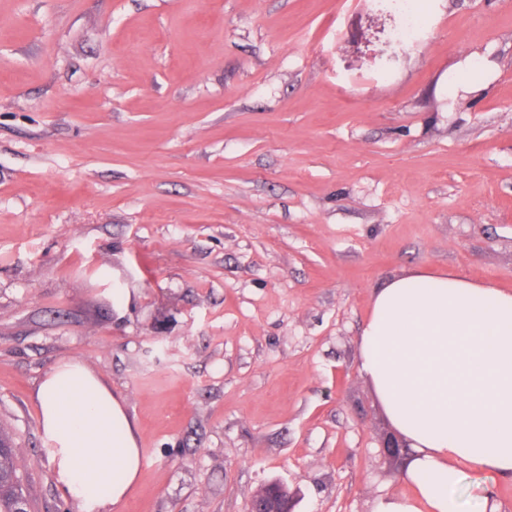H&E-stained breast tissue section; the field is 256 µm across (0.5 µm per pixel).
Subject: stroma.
<instances>
[{
    "mask_svg": "<svg viewBox=\"0 0 512 512\" xmlns=\"http://www.w3.org/2000/svg\"><path fill=\"white\" fill-rule=\"evenodd\" d=\"M417 268L512 290V0H0V428L32 512H77L36 401L62 361L149 455L103 512L411 495L359 335ZM266 486H271L270 492L265 494L262 487L251 501L250 512H294L292 505L294 506L295 497L288 487L279 482ZM256 502L260 506L253 508ZM283 504L286 505L282 506Z\"/></svg>",
    "mask_w": 512,
    "mask_h": 512,
    "instance_id": "stroma-1",
    "label": "stroma"
}]
</instances>
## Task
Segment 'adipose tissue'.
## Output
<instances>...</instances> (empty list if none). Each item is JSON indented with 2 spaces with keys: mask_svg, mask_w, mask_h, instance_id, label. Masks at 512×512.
<instances>
[{
  "mask_svg": "<svg viewBox=\"0 0 512 512\" xmlns=\"http://www.w3.org/2000/svg\"><path fill=\"white\" fill-rule=\"evenodd\" d=\"M361 370L412 455L413 496L375 512H497L491 488L458 490L464 468L512 478V291L448 269H416L377 288L361 334ZM57 488L78 512L123 502L140 470L123 404L87 366L58 363L37 389Z\"/></svg>",
  "mask_w": 512,
  "mask_h": 512,
  "instance_id": "adipose-tissue-1",
  "label": "adipose tissue"
}]
</instances>
